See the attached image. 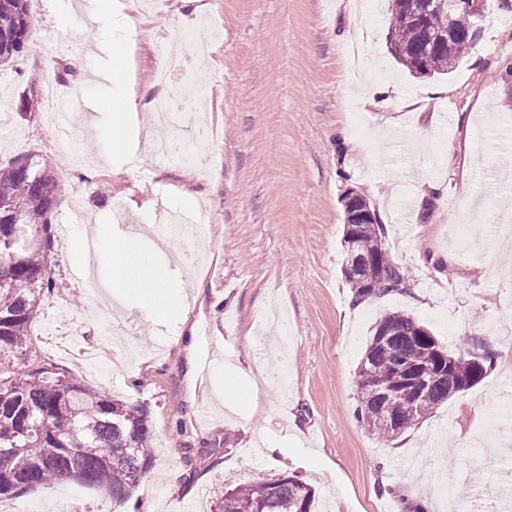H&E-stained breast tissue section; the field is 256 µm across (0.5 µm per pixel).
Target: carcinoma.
<instances>
[{
  "label": "carcinoma",
  "instance_id": "1",
  "mask_svg": "<svg viewBox=\"0 0 512 512\" xmlns=\"http://www.w3.org/2000/svg\"><path fill=\"white\" fill-rule=\"evenodd\" d=\"M442 0H392L387 43L411 73H452L483 39L484 29L459 11L448 20ZM457 35L448 39V27ZM31 21L28 0H0V63L24 49ZM62 179L22 157L0 166V499L76 480L126 504L147 476L153 428L149 411L102 393L38 354L30 334L47 294L54 235L50 213ZM383 225L344 226L343 275L354 307L407 291L404 271L389 263L385 280L370 285L351 264L386 256ZM487 346L454 356L413 317L394 311L376 322L358 366L356 416L388 440L417 425L492 369ZM384 385L391 396L375 390ZM316 490L280 476L214 492V512H317Z\"/></svg>",
  "mask_w": 512,
  "mask_h": 512
}]
</instances>
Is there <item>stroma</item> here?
Listing matches in <instances>:
<instances>
[{"label":"stroma","mask_w":512,"mask_h":512,"mask_svg":"<svg viewBox=\"0 0 512 512\" xmlns=\"http://www.w3.org/2000/svg\"><path fill=\"white\" fill-rule=\"evenodd\" d=\"M165 0L161 12L132 0H49L31 9L23 52L0 66V110L11 132L0 164L26 156L60 171V158L84 144V164L65 174L51 215V271L60 287L32 324L45 359L95 385L146 405L153 465L129 502L133 512H210V490L297 475L317 490L319 512H398V497L423 492L430 512H448L447 480L486 500L512 485V246L494 228L512 225V185L495 173L512 163V12L490 9L483 41L455 72L414 77L391 55L389 0H378L374 40L361 66L383 78L357 82L344 50L364 28L350 0ZM129 17L115 27V14ZM186 31L179 64L155 78V43ZM120 61L122 78L100 73ZM198 85L199 110L214 130L190 162L173 166L154 152L167 130L146 105L156 94L183 97ZM384 86L399 98L349 110ZM38 100L36 110L22 108ZM130 151L90 136L96 120L129 99ZM476 197L462 193L463 179ZM437 182L443 195L388 203L397 183ZM361 192L385 227V247L410 292L357 308L342 268L347 189ZM195 202L187 204L185 192ZM194 209L204 266L174 262L149 230L164 210ZM126 215L144 245L191 283L185 323L155 325L126 300L102 303L84 273L87 224L122 231ZM67 263H60V256ZM411 314L458 354L496 351L489 375L392 441L360 424L358 364L381 315ZM249 369L248 406L225 407L209 378L215 365ZM276 454H268V443ZM18 512H113L104 491L62 481L13 498Z\"/></svg>","instance_id":"obj_1"}]
</instances>
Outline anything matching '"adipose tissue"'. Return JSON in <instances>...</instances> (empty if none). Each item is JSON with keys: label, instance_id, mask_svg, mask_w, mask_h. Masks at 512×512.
<instances>
[{"label": "adipose tissue", "instance_id": "ef3b65f1", "mask_svg": "<svg viewBox=\"0 0 512 512\" xmlns=\"http://www.w3.org/2000/svg\"><path fill=\"white\" fill-rule=\"evenodd\" d=\"M92 234L96 259L108 269L106 290L136 297L155 319H184L179 298L181 282L143 250L140 235L113 234L108 224L95 225Z\"/></svg>", "mask_w": 512, "mask_h": 512}]
</instances>
